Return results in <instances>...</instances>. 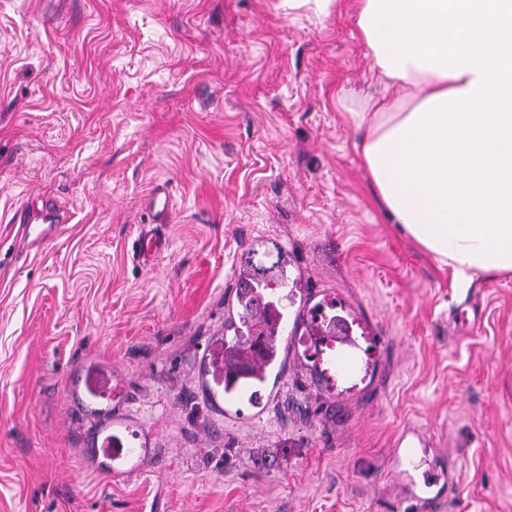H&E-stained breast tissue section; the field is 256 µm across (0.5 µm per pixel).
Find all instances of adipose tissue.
I'll return each mask as SVG.
<instances>
[{"label": "adipose tissue", "mask_w": 512, "mask_h": 512, "mask_svg": "<svg viewBox=\"0 0 512 512\" xmlns=\"http://www.w3.org/2000/svg\"><path fill=\"white\" fill-rule=\"evenodd\" d=\"M373 71L402 95L352 111L399 232L457 287L512 275V0H355Z\"/></svg>", "instance_id": "1"}]
</instances>
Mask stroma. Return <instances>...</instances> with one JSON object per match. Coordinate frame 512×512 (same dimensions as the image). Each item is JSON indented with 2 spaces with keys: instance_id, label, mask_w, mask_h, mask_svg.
<instances>
[{
  "instance_id": "obj_1",
  "label": "stroma",
  "mask_w": 512,
  "mask_h": 512,
  "mask_svg": "<svg viewBox=\"0 0 512 512\" xmlns=\"http://www.w3.org/2000/svg\"><path fill=\"white\" fill-rule=\"evenodd\" d=\"M354 0H0V512H416L389 457L408 427L457 469L436 512H512V277L458 288L401 235L342 98L382 89ZM170 194L157 257L144 200ZM67 219L28 248L24 201ZM280 251L368 361L335 387L291 344L225 414L210 354L250 247ZM120 376L137 475L88 455Z\"/></svg>"
}]
</instances>
